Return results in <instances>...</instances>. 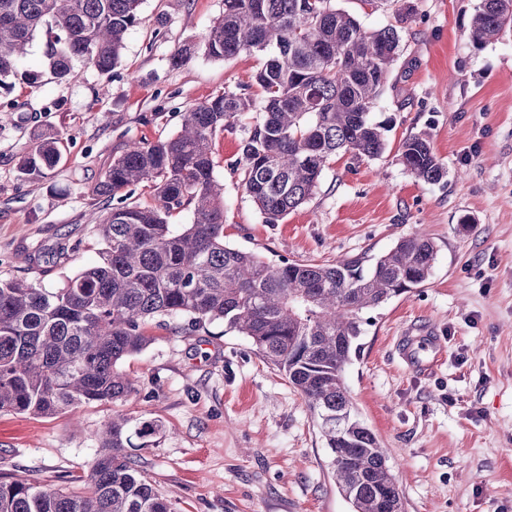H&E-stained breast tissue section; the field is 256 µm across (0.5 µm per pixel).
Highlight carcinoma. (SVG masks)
Returning a JSON list of instances; mask_svg holds the SVG:
<instances>
[{
	"label": "carcinoma",
	"mask_w": 512,
	"mask_h": 512,
	"mask_svg": "<svg viewBox=\"0 0 512 512\" xmlns=\"http://www.w3.org/2000/svg\"><path fill=\"white\" fill-rule=\"evenodd\" d=\"M394 22L373 31L336 0H224L205 37V53L230 59L260 56L259 99L245 87L181 113L178 133L155 143L130 141L103 171L96 193L112 201L97 225L104 243L97 264L61 288L0 279V412L52 417L83 404L128 396L134 384L118 369L149 343V321L187 316L197 325L222 320L249 338L317 416L336 487L353 512H404L387 450L353 412L346 367L359 354L364 315L429 280L437 257L422 233L401 237L365 264H273L224 242V202L213 178V140L259 108L241 157L231 165L267 224L305 203L339 153L374 159L387 148L389 122L371 110L400 56L402 32L416 15L401 0ZM142 0H0V92H10L37 34L57 80L80 59L109 74ZM512 27V0H480L468 37L475 47ZM58 134L41 131L20 161L30 181L60 162ZM399 162L415 177L448 174L429 136L411 133ZM158 204L130 202L140 188ZM192 208L175 230L168 216ZM160 430L152 420H108L83 494L0 477V512H175L131 453Z\"/></svg>",
	"instance_id": "obj_1"
}]
</instances>
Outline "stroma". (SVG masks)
Segmentation results:
<instances>
[{"mask_svg": "<svg viewBox=\"0 0 512 512\" xmlns=\"http://www.w3.org/2000/svg\"><path fill=\"white\" fill-rule=\"evenodd\" d=\"M479 0H417L403 51L373 108L390 120L386 151L337 155L313 197L265 223L230 166L250 117L217 135L213 177L224 240L277 263L374 258L413 233L438 253L421 287L368 313L362 349L345 372L359 419L386 448L405 512H512V30L474 47L466 28ZM224 0H143L112 74L76 62L47 72L41 41L23 61L18 107L0 113V278L58 288L94 264L107 200L99 175L132 140L176 134L180 111L252 83L257 56L208 57L207 31ZM191 43L194 57L170 56ZM58 131L61 163L38 181L19 172L38 129ZM428 131L448 170L428 183L397 159L401 140ZM121 370L134 391L54 417L0 412V476L86 489L95 436L112 415L161 426L141 466L177 512H352L329 468L313 413L252 343L224 322L167 318ZM403 336H433L437 363L399 353Z\"/></svg>", "mask_w": 512, "mask_h": 512, "instance_id": "35a3bbf8", "label": "stroma"}]
</instances>
